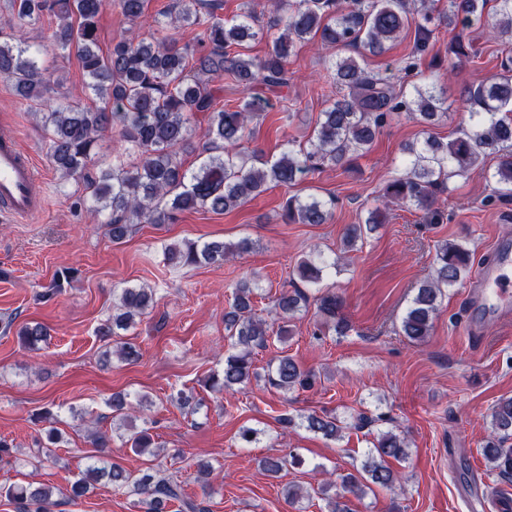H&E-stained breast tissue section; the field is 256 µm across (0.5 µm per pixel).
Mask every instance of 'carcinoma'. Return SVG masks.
Masks as SVG:
<instances>
[{"mask_svg": "<svg viewBox=\"0 0 512 512\" xmlns=\"http://www.w3.org/2000/svg\"><path fill=\"white\" fill-rule=\"evenodd\" d=\"M489 0H257L270 12L251 8L226 21L217 14L222 0H175L173 22L196 25L200 31L188 42H180L157 26L153 35L141 38L130 31L112 45L107 55L99 53L97 19L106 0H8L10 15L0 19L17 32L13 42L0 41V75L11 80L15 92L33 103L48 139L50 158L64 177L83 174L99 166V176L88 181L96 211L108 212V234L118 244L133 223L168 224L186 210L205 209L222 214L258 197L270 184L290 186L325 164L341 163L350 154L370 149L377 131L393 115L406 112L428 127L447 116L448 96L433 84L413 86L405 95L395 85L362 67L358 58L376 53L388 42L398 40L415 25L413 52L405 57L398 72L409 76L417 69L418 57L430 47L437 26L481 22ZM147 0H119L124 17L139 25L145 19ZM496 20L488 24L490 37L512 45V0H495ZM58 20L55 42L62 52L75 53L90 79L88 88L101 100L90 107L66 100L42 107L45 94L58 83L53 73L39 63L36 53L25 43L23 25L36 22L45 13ZM265 34L269 48L261 58L242 52L243 43ZM317 38L338 51L349 49L329 60L326 83L330 88L328 107L320 113L313 137L307 145L287 149L261 167L251 165L243 143L249 123L265 100V92L288 86V57L294 48ZM504 73L488 77L465 91L469 104L468 124L444 143L433 136L405 148L403 171L381 190L378 205L367 211L360 224L348 227L345 245L349 248L386 223L389 205L412 207L430 224L443 220L439 197L448 191V180L467 178L480 172L485 179L502 186L497 199L512 197V57L502 61ZM228 79L241 87L246 97L234 111L220 106ZM204 114L203 162L195 171L184 168L181 152L190 144L194 129L191 116ZM113 129L125 142L128 163L117 159L101 165L96 158L98 137ZM495 160L485 168L486 158ZM333 200L314 196L288 198L285 218L293 224H324L332 214ZM253 243L180 241L163 248L164 263L171 267L219 264L245 253ZM472 263L471 251L461 244L444 242L436 250L432 273L420 282L400 321V333L420 345L433 329V320L445 296V289L461 284ZM327 270L320 257L307 256L298 264L299 278L319 284ZM254 280L240 282L233 303L224 314L230 348L224 354L222 377H211L205 386L215 392L246 386L257 377L252 353L264 349L271 339V324L253 308ZM307 301L299 288L284 289L275 307L292 318ZM316 314L322 324L339 335L349 323L341 315L342 301L326 291L315 298ZM154 291L143 287L121 289L116 307L95 329V335L112 346V353L125 361L138 357L135 346L120 340V332L136 324V319L154 308ZM20 345L35 350L50 337L42 323H27L17 331ZM265 384L276 390L308 389L314 376L286 354L268 365ZM145 397L130 399L124 392L112 394L108 407L114 412L143 407ZM300 425L325 439L342 438L343 422L335 415L316 412L300 416ZM512 396L502 397L491 413V433L483 447L486 460L502 475H512ZM60 433L51 428L39 444L36 458L41 463L58 461L56 445ZM126 443L142 454L151 447L150 428L129 426ZM409 456L405 437L391 431L378 435L373 448L355 472L337 476L336 483L318 488L322 512H353L350 497L363 498L372 487L391 489L398 473L390 461ZM299 466L295 455L262 459L265 472L277 476L287 466ZM213 472L207 461L197 464L194 481L203 496L211 495ZM106 480L112 489L139 496L141 512H209V508L185 495L181 481L163 476L151 467L131 471L112 462H94L78 474L67 492L28 483L0 487V498L14 505L15 512H50V507L74 503L87 495L93 485ZM339 490L329 494L333 485Z\"/></svg>", "mask_w": 512, "mask_h": 512, "instance_id": "1", "label": "carcinoma"}]
</instances>
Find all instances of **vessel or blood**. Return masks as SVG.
I'll return each instance as SVG.
<instances>
[{
  "instance_id": "obj_1",
  "label": "vessel or blood",
  "mask_w": 512,
  "mask_h": 512,
  "mask_svg": "<svg viewBox=\"0 0 512 512\" xmlns=\"http://www.w3.org/2000/svg\"><path fill=\"white\" fill-rule=\"evenodd\" d=\"M35 161L19 140L0 136V214L23 220L44 207ZM512 288V241L500 240L490 262L479 267L466 291L474 312H487L497 320L512 321V303L504 296Z\"/></svg>"
}]
</instances>
